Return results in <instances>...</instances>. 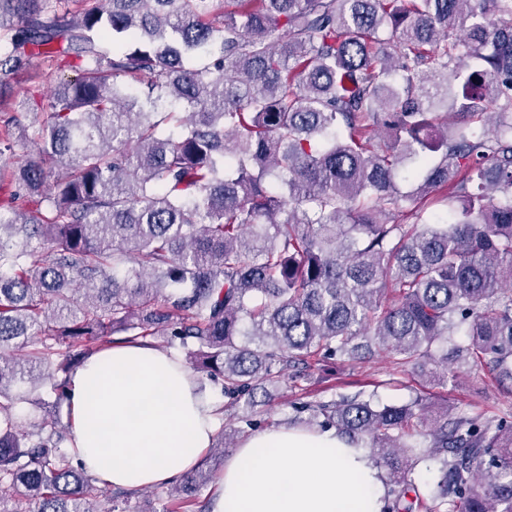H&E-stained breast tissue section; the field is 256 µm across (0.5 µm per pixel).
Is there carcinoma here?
<instances>
[{
	"label": "carcinoma",
	"mask_w": 512,
	"mask_h": 512,
	"mask_svg": "<svg viewBox=\"0 0 512 512\" xmlns=\"http://www.w3.org/2000/svg\"><path fill=\"white\" fill-rule=\"evenodd\" d=\"M1 29L0 72L50 95L32 133L0 126V159L23 153L0 203V512H101L69 428L23 431L16 404L36 381L68 400L117 335L165 337L247 423L265 385L375 348L512 389V0H0ZM427 409L312 415L372 449L384 512H512V422L445 407L424 435ZM218 472L162 512H206Z\"/></svg>",
	"instance_id": "obj_1"
}]
</instances>
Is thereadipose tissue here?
I'll return each mask as SVG.
<instances>
[{"label":"adipose tissue","instance_id":"ef3b65f1","mask_svg":"<svg viewBox=\"0 0 512 512\" xmlns=\"http://www.w3.org/2000/svg\"><path fill=\"white\" fill-rule=\"evenodd\" d=\"M72 454L104 485L135 489L186 475L217 431L209 390L177 355L117 344L70 379ZM212 512H382L384 473L333 430L274 427L224 460Z\"/></svg>","mask_w":512,"mask_h":512}]
</instances>
